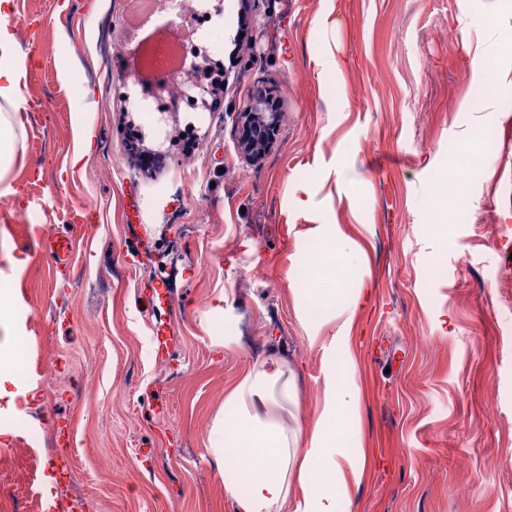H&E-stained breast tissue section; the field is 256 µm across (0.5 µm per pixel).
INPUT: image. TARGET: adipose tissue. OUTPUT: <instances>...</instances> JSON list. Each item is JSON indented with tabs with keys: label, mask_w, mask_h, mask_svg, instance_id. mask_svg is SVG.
<instances>
[{
	"label": "adipose tissue",
	"mask_w": 512,
	"mask_h": 512,
	"mask_svg": "<svg viewBox=\"0 0 512 512\" xmlns=\"http://www.w3.org/2000/svg\"><path fill=\"white\" fill-rule=\"evenodd\" d=\"M10 0H0V195L11 193L4 176L17 151L18 114L26 103ZM0 269V413L24 414L12 367L17 346L11 333L15 296ZM295 374L271 355L255 363L224 398L233 419L216 416L210 451L219 464L224 491L237 512H345L359 485L365 451L354 438V403L335 382H325L323 403L311 430L289 425L288 403ZM250 474L240 488L241 474Z\"/></svg>",
	"instance_id": "1"
}]
</instances>
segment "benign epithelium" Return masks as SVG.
<instances>
[{
  "mask_svg": "<svg viewBox=\"0 0 512 512\" xmlns=\"http://www.w3.org/2000/svg\"><path fill=\"white\" fill-rule=\"evenodd\" d=\"M176 84L180 93L195 103L203 104L212 89L205 83V72L198 57L183 60ZM238 132L237 148L246 159L262 156L273 141L280 113L269 109L267 96L257 92L232 113Z\"/></svg>",
  "mask_w": 512,
  "mask_h": 512,
  "instance_id": "benign-epithelium-1",
  "label": "benign epithelium"
}]
</instances>
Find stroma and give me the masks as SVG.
I'll return each instance as SVG.
<instances>
[{"instance_id":"1","label":"stroma","mask_w":512,"mask_h":512,"mask_svg":"<svg viewBox=\"0 0 512 512\" xmlns=\"http://www.w3.org/2000/svg\"><path fill=\"white\" fill-rule=\"evenodd\" d=\"M126 2L14 0L27 106L0 244L20 262L30 399L23 418L0 414V512H46L75 488L78 512H236L208 438L225 392L272 351L299 375L301 423L325 378L359 398L369 459L350 512H512V0L481 26L487 0H206L235 64L205 111L145 138L163 154L148 171L125 140L144 115L112 94L121 76L92 44ZM258 89L281 117L250 163L230 110ZM452 150L486 160L462 176ZM458 180L468 201L434 198ZM66 232L62 270L41 245ZM332 236L354 259L323 267L337 291L324 306L308 261ZM162 281L170 309L146 323L134 295ZM360 288L370 298L345 319ZM335 336L355 366H327ZM71 416L63 476L48 451Z\"/></svg>"}]
</instances>
